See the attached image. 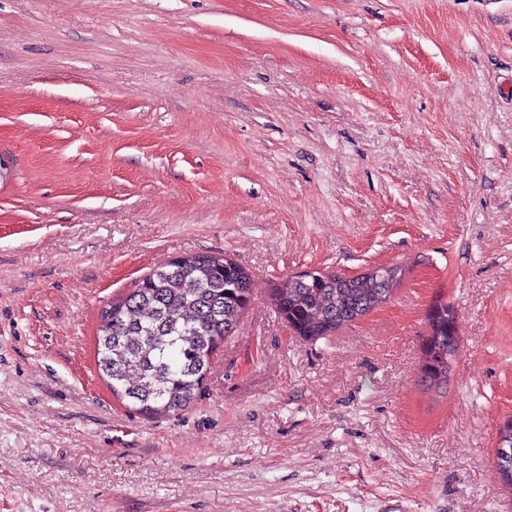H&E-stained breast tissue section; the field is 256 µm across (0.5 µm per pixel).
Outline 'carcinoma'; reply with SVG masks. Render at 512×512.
Segmentation results:
<instances>
[{"label":"carcinoma","mask_w":512,"mask_h":512,"mask_svg":"<svg viewBox=\"0 0 512 512\" xmlns=\"http://www.w3.org/2000/svg\"><path fill=\"white\" fill-rule=\"evenodd\" d=\"M407 273L398 264L356 276L316 269L276 282L270 300L293 334L313 343L382 307ZM251 286V275L232 257L190 254L153 269L132 291L112 299L96 337L98 370L112 394L147 419L189 409L212 356L235 335ZM426 326L418 382L440 393L461 343L454 308L433 301Z\"/></svg>","instance_id":"1"}]
</instances>
